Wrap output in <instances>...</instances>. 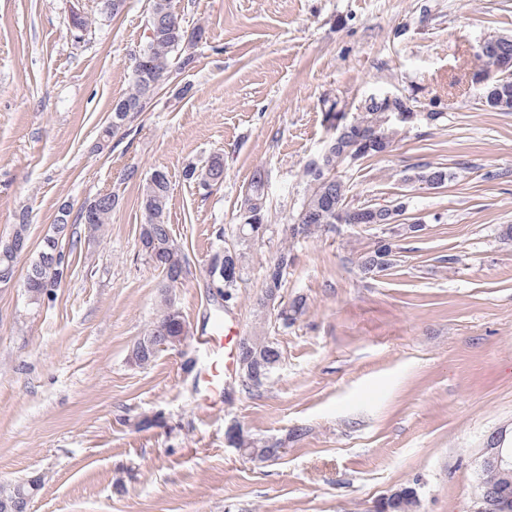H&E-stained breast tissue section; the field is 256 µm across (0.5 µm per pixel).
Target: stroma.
I'll return each mask as SVG.
<instances>
[{
  "label": "stroma",
  "mask_w": 512,
  "mask_h": 512,
  "mask_svg": "<svg viewBox=\"0 0 512 512\" xmlns=\"http://www.w3.org/2000/svg\"><path fill=\"white\" fill-rule=\"evenodd\" d=\"M96 4L0 0V240L24 219L38 244L62 206L119 196L111 223L74 248L55 301L21 288L29 254L17 285L0 288V483L43 474L32 512H374L409 485L418 512H470L488 437L512 440V241L500 235L512 224V111L481 103L468 74L482 39L512 36V0H172L185 28L204 30L195 62L101 149L151 0L111 18ZM75 9L85 31L70 25ZM386 93L437 99L442 116L340 174L349 204L404 198L401 223L423 230L398 237L399 261L374 281L354 265L376 240L367 226L291 243L285 292L307 309L276 336L270 385L252 395L237 379L202 403L199 340L218 309L254 332L263 272L331 135L326 110ZM216 151L224 181L199 190L183 172ZM425 163L447 167L444 187L404 185ZM156 170L190 259L176 294L193 337L139 369L128 353L164 286L138 245L139 180ZM257 174L272 231L224 304L207 288L215 231L234 229ZM146 415L159 425L136 428ZM233 424L286 453L240 458L224 436Z\"/></svg>",
  "instance_id": "1"
}]
</instances>
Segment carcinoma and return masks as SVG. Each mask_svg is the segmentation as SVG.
<instances>
[{
	"mask_svg": "<svg viewBox=\"0 0 512 512\" xmlns=\"http://www.w3.org/2000/svg\"><path fill=\"white\" fill-rule=\"evenodd\" d=\"M512 60V39L486 38L481 57V70L485 73V82L479 89V98L485 106L492 110H512V75L507 76L500 69L501 63ZM195 61L191 46L185 44L182 27L167 28L155 38L147 39L134 55L132 67V84L129 92L120 101L137 103L141 110H146L151 97L163 78L171 73L173 66L185 68ZM358 122L349 125L341 139L331 137L322 154L319 164L324 170L315 168V163H309L305 168V176L309 191L305 197L294 222L281 233L282 240L307 239L319 232H332L340 224L341 213L348 207L349 187L342 179L327 185L323 181V171L339 170L350 164V155L357 154L364 159L386 152L392 145L393 136L402 125L397 123L396 113L390 108L384 97H370L362 100L356 108ZM135 115L123 112L117 106H112L111 119L102 128L101 139L105 142L123 135L134 120ZM450 178L448 169L441 166L412 168L404 171L403 180L423 183L430 188H440ZM264 180L254 177L250 187L242 195L236 224V239L231 245L224 244V228L217 230L218 247L211 255L212 267L224 286V292L233 295L239 287L243 270L246 265V250L251 245L249 235L252 230L265 225L267 211L264 195ZM119 195L112 194V205H102L86 217L83 211L76 216L65 208L61 209L54 227L57 234H48L39 243L37 258L32 261L29 270L40 268L43 256L54 250L57 243H69L74 247L82 233L92 236L100 228L110 223L113 205L117 204ZM170 203V182L167 174L161 170L154 171L144 179L141 189L140 205L144 215V223L140 225L139 239L142 255L149 259L164 251H169L177 244L171 236L168 213ZM395 215L386 216L378 207L366 205L360 207L364 211L359 223L371 224L381 231V236L374 246L357 255L355 265L364 279L373 280L381 273L392 268L397 262L396 245L392 239L396 236L398 225L391 223L395 216L402 215L405 202L394 204ZM295 262V255L288 245L277 248L270 263L264 271L262 288L279 301L275 310L274 327L286 330L292 327L306 309V299L298 294L289 299L283 295L285 277L288 268ZM156 324L166 326L170 331L179 333L186 320L177 306H172L164 300L161 311L156 318ZM282 358V353L275 337L266 334L254 335L252 341V360L242 369V382L250 392L260 391L270 381L269 364ZM248 453L253 455L251 462L262 464L268 459L267 441L244 435ZM395 500L390 512H416L420 499L413 488L405 487L390 495Z\"/></svg>",
	"mask_w": 512,
	"mask_h": 512,
	"instance_id": "1",
	"label": "carcinoma"
}]
</instances>
